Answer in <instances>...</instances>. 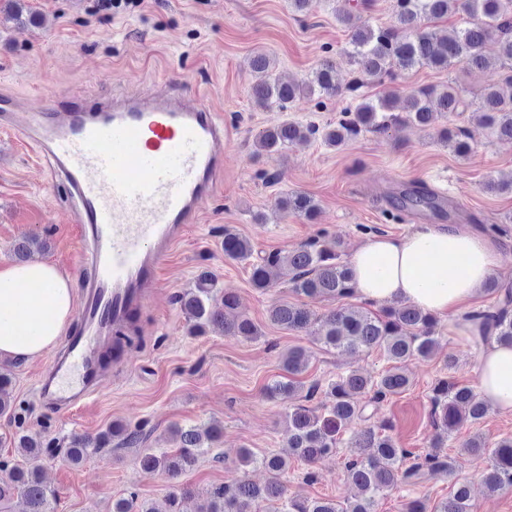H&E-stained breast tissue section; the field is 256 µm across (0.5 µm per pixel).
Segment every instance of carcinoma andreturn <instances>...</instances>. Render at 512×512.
Wrapping results in <instances>:
<instances>
[{
    "mask_svg": "<svg viewBox=\"0 0 512 512\" xmlns=\"http://www.w3.org/2000/svg\"><path fill=\"white\" fill-rule=\"evenodd\" d=\"M453 7L461 8L471 18L467 27L450 36L422 27L423 21L444 17ZM3 8L17 20L34 21L27 14L23 0H0V9ZM394 9L396 22L390 26H373L350 12L338 16V21L350 32L348 55L356 73L348 90L358 91L370 78L422 66L447 70L459 64L478 69L498 61L503 65L512 64V0H395ZM253 68L259 79L252 88V97L260 107L275 106L284 112L304 95L332 96L339 91L335 63L331 59L320 61L312 78L302 84L285 83L273 75L272 62L264 53L255 54ZM503 83L506 88L489 87L482 94L481 125L500 139L512 140V70L506 73ZM459 104L451 83L413 91L398 106L390 99L375 102L363 98L349 109L346 119L322 133L312 126L285 121L259 132L256 146L260 152L306 146L320 133L324 144L339 147L364 129L385 132L401 122L432 126L446 113L458 111ZM397 107L406 117L392 114ZM440 139L458 156L464 157L471 148L472 132L466 127L444 128ZM401 204L414 211L437 210L442 201L420 184L405 192ZM275 207L285 215L310 217L317 210V203L312 197L293 191L279 197ZM253 254L249 240L224 230V256L248 265L250 283L259 292L271 288L275 269L286 266L293 273L291 288L299 295L342 300L355 294L348 263L340 260L338 252L322 248L316 241L288 253L270 252L256 260ZM485 290L501 291L502 298L493 306L471 311L463 317L470 340L478 351L493 341L512 344V290L501 289L494 279L486 283ZM176 302L189 323V333L194 336H203L207 329L217 327L226 336L247 341L260 337L258 327L249 318L242 315L227 318L228 313L237 309V295L217 288L212 277L199 278L194 287L176 295ZM268 318L286 330L316 328L320 342L328 350L339 349L343 355L378 351L390 363V367L376 377L357 369L336 376L327 385L330 405L321 410L298 404L288 411L291 431L288 457L307 465L336 452L352 424L365 420L367 405L378 404L405 391L409 385L405 363L415 357H429L437 343L435 316L405 302H395L377 313L362 306L340 305L318 316L305 305L283 299L270 306ZM282 365L292 376L302 374L308 367L306 350L288 349L282 355ZM10 385V374L0 371L1 417L14 415L8 393ZM319 388L317 381L306 386L298 380L286 383L274 380L267 386L266 393L271 399L281 400H292L301 394L307 401ZM365 395L369 396L366 405L362 403ZM431 400L434 434L430 440L431 451L422 457L372 427H363L354 434L345 470L359 495L345 507L330 499L287 497L280 480L288 466L287 457L279 454L257 457L249 449L241 448L237 452L239 465L257 464L271 474L270 480L262 486L245 479L231 487L213 486L207 492L208 506L203 512H255L253 506L259 502L267 503L266 512H375L378 500L398 483L418 481L428 472L452 473L451 457L441 453L440 448L462 417L478 421L488 411L487 405L478 400L474 388L448 378L435 383ZM170 434L176 447L146 453L140 462L145 468L174 478L193 467L204 449L220 440L222 428L217 424L204 428L174 426ZM115 440L126 448H136L144 440L143 430L115 422L109 431L94 437L75 438L62 449L36 436H19L17 451L22 463L11 466L0 462V467L8 469V476L0 481V503L18 494L26 502V512H56L52 506L55 494L42 481L37 462L61 453L70 464L79 465ZM463 449L487 461L483 480L488 490L495 492L512 487V438L492 445L482 438H471ZM190 496L187 489L172 490L168 495L167 512H187L184 503ZM112 512L155 510L131 495L113 502ZM435 512H470L467 484H458L452 497L436 506Z\"/></svg>",
    "mask_w": 512,
    "mask_h": 512,
    "instance_id": "carcinoma-1",
    "label": "carcinoma"
}]
</instances>
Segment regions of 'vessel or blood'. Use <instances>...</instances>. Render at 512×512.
I'll return each mask as SVG.
<instances>
[{
	"label": "vessel or blood",
	"mask_w": 512,
	"mask_h": 512,
	"mask_svg": "<svg viewBox=\"0 0 512 512\" xmlns=\"http://www.w3.org/2000/svg\"><path fill=\"white\" fill-rule=\"evenodd\" d=\"M179 78L147 92L33 106L0 91V129L25 142L62 182L80 227L79 329L39 379L45 406L64 410L126 367L120 334L147 301L174 246L215 196L228 133L221 115Z\"/></svg>",
	"instance_id": "b4317fda"
}]
</instances>
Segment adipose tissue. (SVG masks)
Segmentation results:
<instances>
[{
	"label": "adipose tissue",
	"instance_id": "obj_1",
	"mask_svg": "<svg viewBox=\"0 0 512 512\" xmlns=\"http://www.w3.org/2000/svg\"><path fill=\"white\" fill-rule=\"evenodd\" d=\"M355 293L377 303L404 301L424 312H459L500 264L484 234L417 225L403 237L376 235L348 258ZM72 315L65 275L41 261L0 271V358L36 357L54 346ZM36 335H25L27 326ZM477 394L488 408L512 413V345L495 343L477 363Z\"/></svg>",
	"mask_w": 512,
	"mask_h": 512
}]
</instances>
